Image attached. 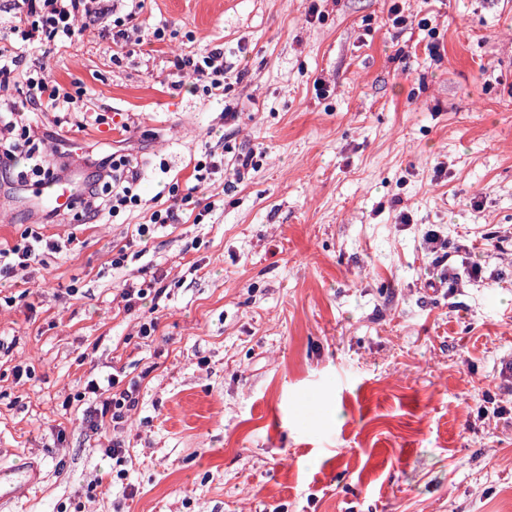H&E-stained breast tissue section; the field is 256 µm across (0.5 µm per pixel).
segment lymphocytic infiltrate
<instances>
[{"label": "lymphocytic infiltrate", "instance_id": "f902f5d3", "mask_svg": "<svg viewBox=\"0 0 512 512\" xmlns=\"http://www.w3.org/2000/svg\"><path fill=\"white\" fill-rule=\"evenodd\" d=\"M101 0H10L14 21L0 30V89H6L18 63L15 45L30 49L33 57L25 72L28 94L25 99L0 98V167H10L18 155H26L28 169L17 172L18 181L32 186L41 180H60L65 163L41 152L39 126L19 124L23 111L66 112L79 101V93L52 83L43 61L53 53L58 39L72 38L79 21L98 14ZM174 68L183 76L203 82L209 95L224 93V51L214 48L203 53L185 52L173 59ZM138 164L133 158L121 156L104 162L86 179L76 200L84 217L106 214L117 216L128 207L137 205ZM44 236L38 229H25L20 243L0 250V276L11 274L14 268L27 267L43 247ZM85 388L99 399V405L87 415L91 431H99L105 420L120 423L138 403V389L129 386L119 393L106 395L102 382L88 380Z\"/></svg>", "mask_w": 512, "mask_h": 512}]
</instances>
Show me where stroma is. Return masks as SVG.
Listing matches in <instances>:
<instances>
[{"label": "stroma", "mask_w": 512, "mask_h": 512, "mask_svg": "<svg viewBox=\"0 0 512 512\" xmlns=\"http://www.w3.org/2000/svg\"><path fill=\"white\" fill-rule=\"evenodd\" d=\"M102 7L44 60L78 108L24 119L77 180L137 156L142 202L60 221L0 172V249L75 238L0 278V469L41 472L0 512H512V0H144L169 38L117 65ZM215 46L220 97L171 64ZM111 377L139 404L94 433Z\"/></svg>", "instance_id": "35a3bbf8"}]
</instances>
